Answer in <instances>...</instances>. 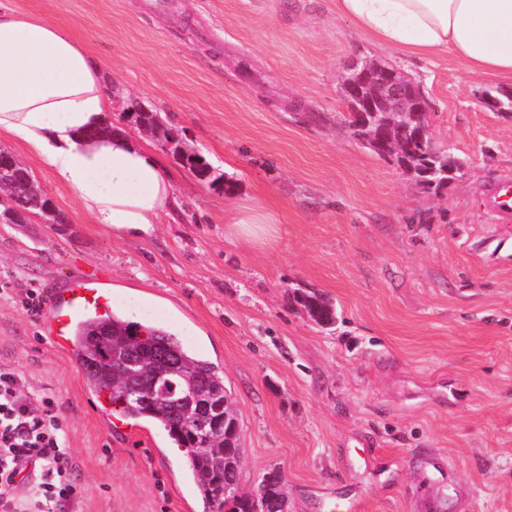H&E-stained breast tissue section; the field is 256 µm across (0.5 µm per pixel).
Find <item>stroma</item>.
<instances>
[{
    "label": "stroma",
    "mask_w": 512,
    "mask_h": 512,
    "mask_svg": "<svg viewBox=\"0 0 512 512\" xmlns=\"http://www.w3.org/2000/svg\"><path fill=\"white\" fill-rule=\"evenodd\" d=\"M9 0L67 28L105 63L109 114L161 112L222 184L159 140L183 201L142 239L84 216L49 168L19 156L63 226L0 224V367L52 398L78 463L76 512H205L167 434L110 422L52 315L28 310L90 276L113 311L149 320L216 363L243 448L240 492L272 468L290 512H512V223L484 198L512 177V81L376 44L335 0ZM394 64L428 99L435 142L465 160L439 192L347 126L359 61ZM258 197L278 233L231 241L224 212ZM336 309L325 329L294 302Z\"/></svg>",
    "instance_id": "35a3bbf8"
}]
</instances>
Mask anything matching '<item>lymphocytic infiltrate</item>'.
Here are the masks:
<instances>
[{
	"instance_id": "lymphocytic-infiltrate-1",
	"label": "lymphocytic infiltrate",
	"mask_w": 512,
	"mask_h": 512,
	"mask_svg": "<svg viewBox=\"0 0 512 512\" xmlns=\"http://www.w3.org/2000/svg\"><path fill=\"white\" fill-rule=\"evenodd\" d=\"M54 410L52 399L26 392L19 372L0 368V512H72L77 464ZM26 469L20 495L17 478Z\"/></svg>"
}]
</instances>
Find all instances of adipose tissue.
I'll return each mask as SVG.
<instances>
[{"instance_id": "1", "label": "adipose tissue", "mask_w": 512, "mask_h": 512, "mask_svg": "<svg viewBox=\"0 0 512 512\" xmlns=\"http://www.w3.org/2000/svg\"><path fill=\"white\" fill-rule=\"evenodd\" d=\"M336 12L379 45L417 58L449 55L512 81V0H336ZM110 110L103 66L83 44L0 0V135L19 138L93 223L138 238L172 215L178 193L161 159L132 136L88 139ZM224 222L229 237L264 244L276 218L256 200Z\"/></svg>"}]
</instances>
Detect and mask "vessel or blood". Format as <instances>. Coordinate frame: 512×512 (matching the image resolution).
<instances>
[{"label": "vessel or blood", "mask_w": 512, "mask_h": 512, "mask_svg": "<svg viewBox=\"0 0 512 512\" xmlns=\"http://www.w3.org/2000/svg\"><path fill=\"white\" fill-rule=\"evenodd\" d=\"M487 209L497 219L505 222L512 220V180L505 179L498 183L489 198ZM51 309L53 341L64 346L68 343L73 324L89 312H107L109 299L96 288L93 279L84 278L72 284L68 295L53 298Z\"/></svg>", "instance_id": "b4317fda"}]
</instances>
